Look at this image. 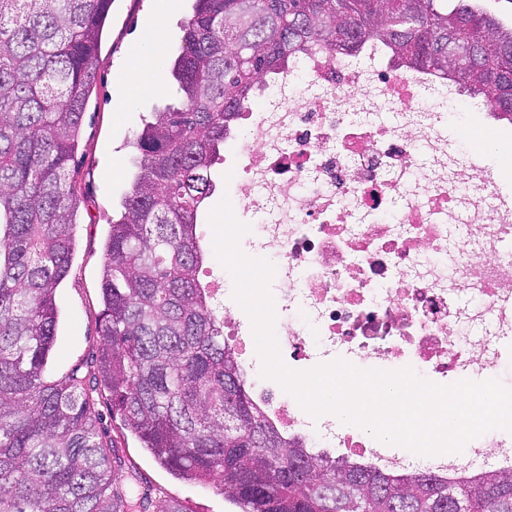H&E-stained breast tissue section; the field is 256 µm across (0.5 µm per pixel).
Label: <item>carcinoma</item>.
<instances>
[{"instance_id": "carcinoma-1", "label": "carcinoma", "mask_w": 512, "mask_h": 512, "mask_svg": "<svg viewBox=\"0 0 512 512\" xmlns=\"http://www.w3.org/2000/svg\"><path fill=\"white\" fill-rule=\"evenodd\" d=\"M112 0H0V512H184L115 479L102 391L177 478L241 512H512V468L470 480L388 476L312 455L251 398L224 320L200 287L197 234L212 168L259 78L318 40L363 38L512 124V24L469 0H194L178 55L182 95L135 135V173L112 220L97 355L45 371L55 291L73 252L70 161Z\"/></svg>"}]
</instances>
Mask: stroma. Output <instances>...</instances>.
I'll use <instances>...</instances> for the list:
<instances>
[{
  "instance_id": "stroma-1",
  "label": "stroma",
  "mask_w": 512,
  "mask_h": 512,
  "mask_svg": "<svg viewBox=\"0 0 512 512\" xmlns=\"http://www.w3.org/2000/svg\"><path fill=\"white\" fill-rule=\"evenodd\" d=\"M188 13V0H174L163 10L159 9L158 0H114L105 21L79 147L70 163L76 188V247L70 271L55 293L59 322L47 367L52 377L66 376L96 351L103 310L100 281L105 263L104 242L128 188L131 141L152 112L180 100L175 86L135 88L125 85L122 74L154 17H161L167 33L162 44L164 53L174 55L179 46L180 27ZM444 129L450 134L449 153L461 162L470 154L466 134L490 133L491 142L484 148L483 163L496 172L500 193L512 194V171H505L501 165L503 154L512 153V125L495 121L480 105L468 113L464 124L450 121ZM97 410L125 462L115 472L119 481L136 475L139 489L175 501L185 512H239L215 488L178 480L159 467L125 429L111 401L100 400Z\"/></svg>"
}]
</instances>
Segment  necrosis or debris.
Wrapping results in <instances>:
<instances>
[{
    "label": "necrosis or debris",
    "instance_id": "4bbe7bcc",
    "mask_svg": "<svg viewBox=\"0 0 512 512\" xmlns=\"http://www.w3.org/2000/svg\"><path fill=\"white\" fill-rule=\"evenodd\" d=\"M364 72L327 43L301 56L306 84L290 71L260 78L256 100L281 99L273 113L247 109L226 143L236 153L224 186L254 212L259 248L275 260L278 348L288 368L308 371L344 351L366 369H413L439 385L501 361L492 340L512 335V209L477 168L448 152V136L423 120L427 71L395 65L373 41ZM224 321V343L270 424L306 447L390 474L403 463L334 414L312 426L297 399L258 378L255 341L242 335L223 275L202 282ZM481 328L460 335V326Z\"/></svg>",
    "mask_w": 512,
    "mask_h": 512
}]
</instances>
